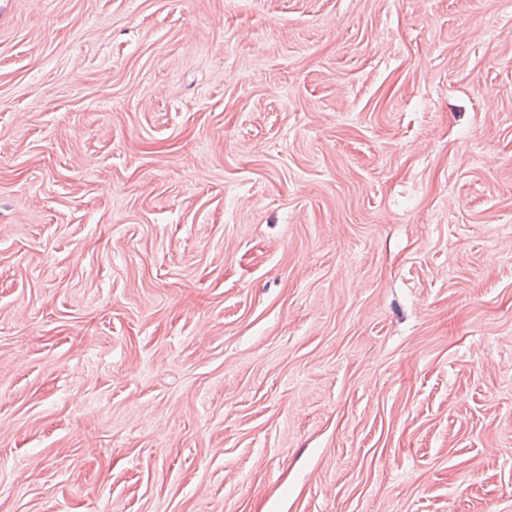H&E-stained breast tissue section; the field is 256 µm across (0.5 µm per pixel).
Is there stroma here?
<instances>
[{"label":"stroma","mask_w":512,"mask_h":512,"mask_svg":"<svg viewBox=\"0 0 512 512\" xmlns=\"http://www.w3.org/2000/svg\"><path fill=\"white\" fill-rule=\"evenodd\" d=\"M0 512H512V0H0Z\"/></svg>","instance_id":"obj_1"}]
</instances>
